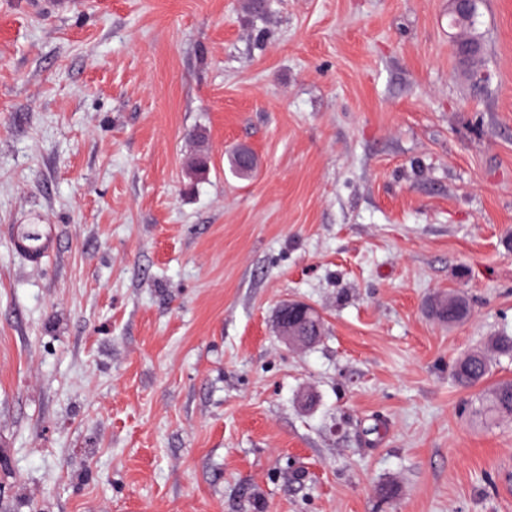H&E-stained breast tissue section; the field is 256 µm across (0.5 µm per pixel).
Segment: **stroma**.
Here are the masks:
<instances>
[{
  "label": "stroma",
  "instance_id": "stroma-1",
  "mask_svg": "<svg viewBox=\"0 0 512 512\" xmlns=\"http://www.w3.org/2000/svg\"><path fill=\"white\" fill-rule=\"evenodd\" d=\"M264 5L0 0V512H512L453 378L512 334V0L478 84L451 0ZM16 247L32 264H39L53 248V239L47 229L31 227L30 237L18 234ZM433 313L438 320L450 326L465 321L470 316V308L465 297L457 294L437 300ZM288 311H292L293 316H297V320H291L288 324L289 314ZM309 311V306L302 302L295 303H287L282 306V311L277 316V330L280 335V338L283 342L289 347H299L301 346V341L299 336H316L314 333L315 324H318L321 327V331L324 330V322L320 320V316L316 311H311L308 314V318L303 323H300L298 326L297 333L299 336H296L292 331V326L298 323V321L304 319L306 317L307 312Z\"/></svg>",
  "mask_w": 512,
  "mask_h": 512
}]
</instances>
